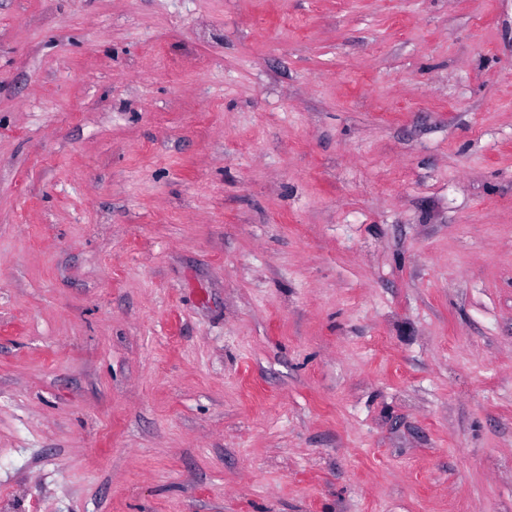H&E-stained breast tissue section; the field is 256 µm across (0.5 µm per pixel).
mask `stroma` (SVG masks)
Masks as SVG:
<instances>
[{"instance_id": "obj_1", "label": "stroma", "mask_w": 512, "mask_h": 512, "mask_svg": "<svg viewBox=\"0 0 512 512\" xmlns=\"http://www.w3.org/2000/svg\"><path fill=\"white\" fill-rule=\"evenodd\" d=\"M0 512H512V0H0Z\"/></svg>"}]
</instances>
